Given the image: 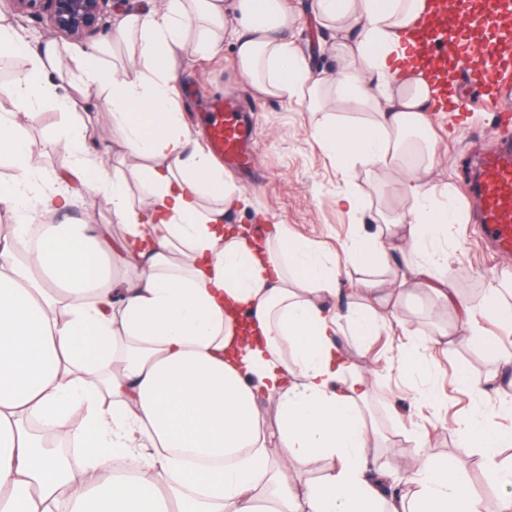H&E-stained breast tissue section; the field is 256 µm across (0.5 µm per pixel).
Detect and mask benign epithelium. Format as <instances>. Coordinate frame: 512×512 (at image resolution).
I'll return each mask as SVG.
<instances>
[{"label":"benign epithelium","instance_id":"benign-epithelium-1","mask_svg":"<svg viewBox=\"0 0 512 512\" xmlns=\"http://www.w3.org/2000/svg\"><path fill=\"white\" fill-rule=\"evenodd\" d=\"M12 17L31 18L54 34L82 41L111 16L112 0H5Z\"/></svg>","mask_w":512,"mask_h":512}]
</instances>
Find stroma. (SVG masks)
Segmentation results:
<instances>
[{
	"label": "stroma",
	"instance_id": "stroma-1",
	"mask_svg": "<svg viewBox=\"0 0 512 512\" xmlns=\"http://www.w3.org/2000/svg\"><path fill=\"white\" fill-rule=\"evenodd\" d=\"M186 78L179 86L180 100L192 126H200L201 115L212 100L228 98L237 102L254 126L255 154L248 174L236 175V182L250 195L253 208L268 216L270 223L285 224L302 240L335 258L340 274L336 292L325 299L329 310L343 307L347 296L357 294L365 267L352 263L345 249L356 232L371 233L377 212L398 208L402 203L401 184L380 171L355 169L341 176L313 139L309 114L303 106L267 97L255 91L239 73L232 47L222 56L203 59L188 56L184 61ZM463 95L476 108L456 117H434L435 156L428 173L431 184L450 186L457 206L468 213L467 223L456 225L448 240V265L444 276L449 287L465 297L479 299L490 283L505 287V298L512 302V256L489 251L481 241V216L476 201L466 196L469 158L496 150L505 136H512V93L505 98L507 112L486 110L477 101L483 90L469 83L466 73L454 76ZM87 127L88 145L109 163L121 158L120 137L113 131L104 112L81 113ZM68 117L55 102H46L40 117L23 127L22 133L32 143L31 163L35 170H57L65 143ZM352 190L364 201L365 212L352 216L337 205L338 194ZM92 219L95 234L107 238L120 236L121 225L112 221L108 199L94 191L76 192L67 213L56 215V222L80 223ZM403 313L417 317L423 334L451 332L450 344L428 347L433 362L430 386L440 393L444 405L435 410L414 398L407 381L397 370L395 356L405 338L399 330L376 332L365 347L347 350L346 379H364L371 395L362 404L363 413L376 421L379 439L377 453L403 462L406 471H414L418 462L404 456L409 441L423 437L425 450L433 458L451 459L478 502L499 499V484H478V477L488 473L478 449L459 441L458 429L473 404V386L492 383L487 414L496 431L512 434V412L503 411L512 398V378H498V354L512 352V329L491 320H482L477 332L464 335L457 331L453 309L437 307L425 285H418L412 298H400ZM468 383H461L460 374Z\"/></svg>",
	"mask_w": 512,
	"mask_h": 512
}]
</instances>
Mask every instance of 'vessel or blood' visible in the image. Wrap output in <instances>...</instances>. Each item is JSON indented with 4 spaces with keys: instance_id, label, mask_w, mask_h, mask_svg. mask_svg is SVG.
I'll list each match as a JSON object with an SVG mask.
<instances>
[{
    "instance_id": "vessel-or-blood-1",
    "label": "vessel or blood",
    "mask_w": 512,
    "mask_h": 512,
    "mask_svg": "<svg viewBox=\"0 0 512 512\" xmlns=\"http://www.w3.org/2000/svg\"><path fill=\"white\" fill-rule=\"evenodd\" d=\"M417 46L410 60L438 83L440 104H447L448 69L456 67L478 82L490 104L512 85V0H427L416 25L405 36ZM250 129L223 99L210 105L207 144L221 158L246 166ZM483 216V237L498 255H512V144L480 157L469 180Z\"/></svg>"
}]
</instances>
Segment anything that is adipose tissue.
<instances>
[{"label":"adipose tissue","mask_w":512,"mask_h":512,"mask_svg":"<svg viewBox=\"0 0 512 512\" xmlns=\"http://www.w3.org/2000/svg\"><path fill=\"white\" fill-rule=\"evenodd\" d=\"M424 8L425 0H313L317 27L344 61L333 73L299 49L293 0H160L123 12L106 43L67 58L50 38L29 50L0 23V56L29 60L25 75L0 85L12 107L0 114V160L13 170L0 208L65 209L69 170L111 198L124 228L102 242L85 224H46L24 257L19 231L0 240V512H259L263 501L270 512H480L455 464L426 456L418 440L415 495L396 493L393 464L373 456L360 409L371 389L343 378L339 335L348 324L359 345L400 327L409 340L399 372L428 379L417 323L391 304L400 281L426 283L465 330L488 316L512 323L499 289L473 301L441 277L463 216L427 179L432 144L420 134L436 91L417 70L394 66ZM228 43L256 91L305 105L312 137L339 172L399 176L402 205L382 222L402 228L408 247L398 278L361 283L375 309L352 298L344 316H330L322 300L334 292L336 263L287 225L261 241L225 224L250 200L190 126L179 83L187 55H216ZM91 86L121 136L124 163L105 162L74 121L63 173H36L17 116L35 119L46 100L75 110ZM343 106L365 120H337ZM117 268L134 279L114 276ZM487 397L476 391L459 435L506 490L512 471L498 465L506 440L489 425ZM267 402L277 409L271 429ZM47 415L60 435L80 433V475L31 433L32 419ZM311 459L326 463L318 482L285 481L288 464ZM117 460L136 477L114 475Z\"/></svg>","instance_id":"obj_1"}]
</instances>
